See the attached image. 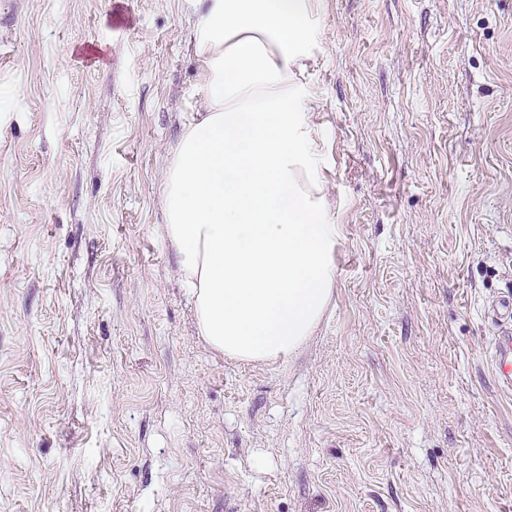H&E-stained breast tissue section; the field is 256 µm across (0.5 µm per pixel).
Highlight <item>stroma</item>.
Instances as JSON below:
<instances>
[{"label": "stroma", "mask_w": 512, "mask_h": 512, "mask_svg": "<svg viewBox=\"0 0 512 512\" xmlns=\"http://www.w3.org/2000/svg\"><path fill=\"white\" fill-rule=\"evenodd\" d=\"M198 20L0 0V512H512V0H320L341 236L284 363L205 343L165 233ZM500 325V332L494 342V361L501 385L512 387V301L501 300L492 309Z\"/></svg>", "instance_id": "stroma-1"}]
</instances>
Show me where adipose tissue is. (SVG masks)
Segmentation results:
<instances>
[{
  "mask_svg": "<svg viewBox=\"0 0 512 512\" xmlns=\"http://www.w3.org/2000/svg\"><path fill=\"white\" fill-rule=\"evenodd\" d=\"M197 101L167 165L165 232L200 336L287 360L331 306L339 238L305 80L318 0H196Z\"/></svg>",
  "mask_w": 512,
  "mask_h": 512,
  "instance_id": "obj_1",
  "label": "adipose tissue"
}]
</instances>
